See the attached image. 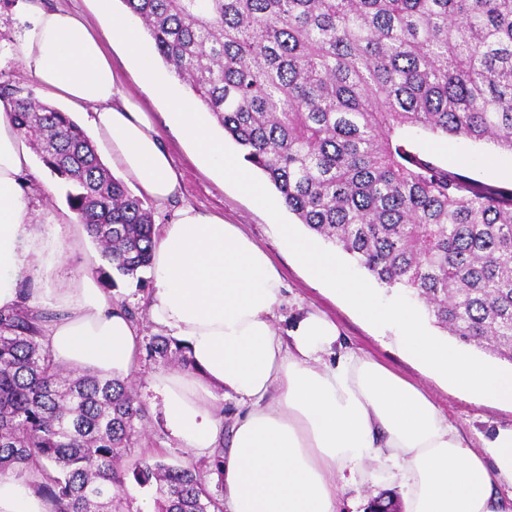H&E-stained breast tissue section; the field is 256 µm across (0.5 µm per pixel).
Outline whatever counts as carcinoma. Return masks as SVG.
<instances>
[{
  "mask_svg": "<svg viewBox=\"0 0 512 512\" xmlns=\"http://www.w3.org/2000/svg\"><path fill=\"white\" fill-rule=\"evenodd\" d=\"M156 51L261 170L289 212L379 285L417 300L459 342L512 363V191L422 157L405 131L512 152V0H122ZM10 119L120 276L151 265V209L69 115L0 82ZM46 316L0 310V476L48 512H224L192 465L141 456L145 409L128 381L68 371L40 342ZM147 357L193 370L156 336Z\"/></svg>",
  "mask_w": 512,
  "mask_h": 512,
  "instance_id": "1",
  "label": "carcinoma"
}]
</instances>
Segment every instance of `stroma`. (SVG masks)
<instances>
[{"mask_svg":"<svg viewBox=\"0 0 512 512\" xmlns=\"http://www.w3.org/2000/svg\"><path fill=\"white\" fill-rule=\"evenodd\" d=\"M32 26L29 14L14 8L0 6V75L22 88L37 90L34 77L27 73L13 56L14 44ZM117 68L123 89L137 98L146 111L151 112L174 162L182 173L180 204L223 215L226 222L242 225L244 231L261 247L279 270L284 282L282 301L275 310L274 324L284 327L300 314L318 311L333 319L344 345L361 350L379 360L405 379L417 384L429 398L454 421L471 442H478L480 433L494 426L512 424V408L490 401H477L456 390L446 381L425 376L400 350L393 331L381 329L365 321L340 296L317 282L301 266L288 248L284 237L275 230L276 225H291L299 236H307V229L298 224L294 215L279 201L272 186L266 185L261 173H254L256 182L262 183L264 199L255 201L244 194L235 183L223 179L201 161L193 143L186 141L168 117L166 102L151 99L141 88L137 70L128 64L119 44L107 46ZM411 146L449 171L464 174L491 188L512 189V154L500 151L490 144H472L463 140L448 141L425 132L406 134ZM33 180L38 186L28 196L31 222L45 244L44 262L37 275H23L20 286L42 291L40 309L57 317V294L84 272L98 270L103 262L95 244H88L85 252L76 253L67 260L57 258L61 245L67 243L72 227L62 223L68 213L66 189L42 165L33 163ZM154 290L150 269H142L136 277H120L112 290L113 303L133 312L142 332L143 341L158 335V328L149 320L146 301ZM161 363L140 356L138 369L130 383L147 408V414L138 426L135 456H153L169 464H193L209 490H216L217 476L206 455L195 454L181 447L171 434L165 421L160 397L152 388L155 375L166 372Z\"/></svg>","mask_w":512,"mask_h":512,"instance_id":"1","label":"stroma"}]
</instances>
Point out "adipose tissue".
<instances>
[{
	"label": "adipose tissue",
	"instance_id": "adipose-tissue-1",
	"mask_svg": "<svg viewBox=\"0 0 512 512\" xmlns=\"http://www.w3.org/2000/svg\"><path fill=\"white\" fill-rule=\"evenodd\" d=\"M100 25L60 6L34 11L16 46L17 61L42 94L89 111L113 166L157 206L181 189L180 175L149 115L122 90L104 41L122 44L148 93L166 100L183 136L206 163L259 196L247 170L209 135L197 102L176 96L152 67L137 28L112 0H97ZM0 99V309L20 301L24 273L41 267L44 245L29 228L24 177L31 159ZM288 246L321 283L364 317L396 329L402 352L428 374L480 399L512 407V366H491L431 335L405 298L384 302L346 272L335 254L297 236ZM152 322L189 349L191 374L152 381L167 425L184 447L204 454L224 447V512H338L339 497L380 461L385 479L404 490L403 512H512V425L472 447L457 425L420 389L369 354L341 345L325 315L308 312L277 332L282 278L240 225L192 206L177 210L153 243ZM64 314L45 325L56 362L107 378L132 376L137 324L84 273L60 294ZM242 408L232 428L212 412L217 393ZM510 495H502V487ZM0 512H46L24 482L0 477Z\"/></svg>",
	"mask_w": 512,
	"mask_h": 512
}]
</instances>
